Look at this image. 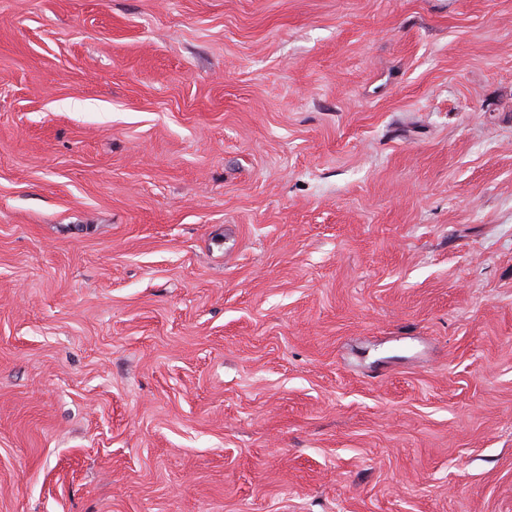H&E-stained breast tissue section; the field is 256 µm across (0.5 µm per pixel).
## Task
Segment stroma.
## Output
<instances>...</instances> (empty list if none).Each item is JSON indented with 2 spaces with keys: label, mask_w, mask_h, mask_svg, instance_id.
<instances>
[{
  "label": "stroma",
  "mask_w": 512,
  "mask_h": 512,
  "mask_svg": "<svg viewBox=\"0 0 512 512\" xmlns=\"http://www.w3.org/2000/svg\"><path fill=\"white\" fill-rule=\"evenodd\" d=\"M0 512H512V0H0Z\"/></svg>",
  "instance_id": "1"
}]
</instances>
